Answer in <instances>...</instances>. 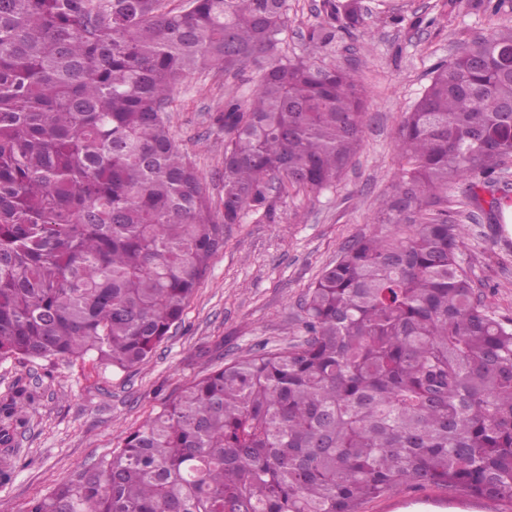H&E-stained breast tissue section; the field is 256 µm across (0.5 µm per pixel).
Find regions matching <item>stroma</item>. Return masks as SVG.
I'll use <instances>...</instances> for the list:
<instances>
[{"instance_id":"obj_1","label":"stroma","mask_w":512,"mask_h":512,"mask_svg":"<svg viewBox=\"0 0 512 512\" xmlns=\"http://www.w3.org/2000/svg\"><path fill=\"white\" fill-rule=\"evenodd\" d=\"M362 22H336L334 45L313 49L312 26L324 0H288L281 46L291 56L315 53L326 66L356 68L367 88L361 144L339 184L318 193L290 190L274 223L247 216L227 225L224 247L187 306L182 322L152 357L127 371L98 363L10 359L0 362V399L24 391L28 424L13 446L18 460L0 486V506L24 512L32 498L67 480L119 446L164 398L215 366L262 350L284 349L306 337L307 289L348 242L376 227L383 200L406 162L394 138L406 112L438 65L473 39L512 26V0H358ZM254 67L235 76L193 74L178 85L166 118L194 162L214 204L224 190V132L215 117L230 96L247 98ZM481 299L512 317V231L481 218L465 240ZM490 500L453 498L444 490L410 487L366 502L362 512H496Z\"/></svg>"}]
</instances>
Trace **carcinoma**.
I'll use <instances>...</instances> for the list:
<instances>
[{"label":"carcinoma","mask_w":512,"mask_h":512,"mask_svg":"<svg viewBox=\"0 0 512 512\" xmlns=\"http://www.w3.org/2000/svg\"><path fill=\"white\" fill-rule=\"evenodd\" d=\"M287 0H0V361L149 359L249 214L336 185L358 148L357 70L280 51ZM308 33L336 41L327 0ZM266 67L229 99L223 210L164 112L194 72ZM378 227L308 289L307 338L226 363L24 512H361L435 486L512 512V318L480 300L448 182L490 213L512 158V29L434 71L398 129ZM0 401V483L28 419Z\"/></svg>","instance_id":"carcinoma-1"}]
</instances>
